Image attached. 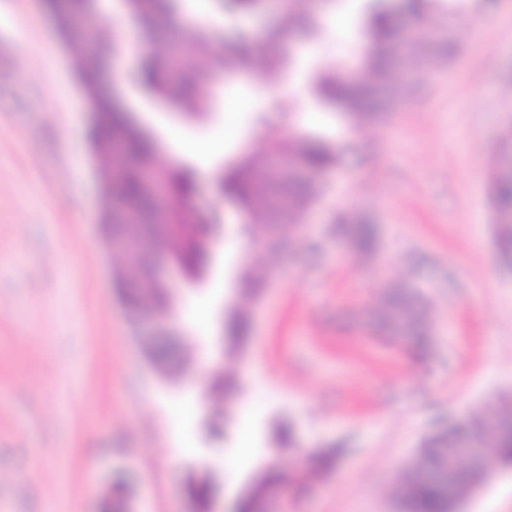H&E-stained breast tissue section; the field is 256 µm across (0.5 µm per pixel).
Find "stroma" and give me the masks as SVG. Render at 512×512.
Listing matches in <instances>:
<instances>
[{
	"mask_svg": "<svg viewBox=\"0 0 512 512\" xmlns=\"http://www.w3.org/2000/svg\"><path fill=\"white\" fill-rule=\"evenodd\" d=\"M370 0H325L313 31L282 27L280 0L256 14L228 13L224 0H179L182 26L224 55L237 38L247 66L211 82L198 113L156 106L133 73L159 44L125 0H100L112 33L130 29L128 78L116 103L175 168L198 174L190 203L219 215L226 242L206 268L185 275L168 262L176 337L195 361L185 382L161 377L116 300L113 271L97 224L100 185L90 151L91 114L73 76L72 55L44 0H0V512H102L117 477L134 512H195L190 474L208 470L211 512H230L254 469L272 460L287 480L267 492L270 512H400L397 475L423 437L490 400L512 404V269L495 240L490 168L512 122V0H433L421 25H450L461 52L447 72L426 76L414 101L385 122L363 126L316 96L324 68L360 69L355 46ZM350 25L338 31L337 11ZM283 58L266 78L267 59ZM286 83L261 96L256 86ZM248 99L236 135L224 138V106ZM325 138L337 165L316 174V205L300 238L276 262V278L250 307L244 342L232 346L223 323L242 304L247 265L265 263L253 243L263 219L220 199L216 178L267 143ZM360 212L374 224L376 249L355 252L336 219ZM399 285L431 320L427 353L385 341L384 288ZM208 311L206 327L190 313ZM232 374L242 387L224 407L235 423L218 436L205 425L211 379ZM192 405L173 419L171 410ZM295 445L274 451L278 420ZM180 426L187 453L170 440ZM257 447L238 455V428ZM336 450L332 469L300 477L298 457ZM457 512H512V468L496 471Z\"/></svg>",
	"mask_w": 512,
	"mask_h": 512,
	"instance_id": "obj_1",
	"label": "stroma"
}]
</instances>
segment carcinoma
<instances>
[{"label":"carcinoma","mask_w":512,"mask_h":512,"mask_svg":"<svg viewBox=\"0 0 512 512\" xmlns=\"http://www.w3.org/2000/svg\"><path fill=\"white\" fill-rule=\"evenodd\" d=\"M429 2L399 0V10L418 19ZM130 7L145 29L156 39L166 42L163 52L153 55L145 68L146 81L182 109L197 110L201 97L194 94L193 88L198 82L186 78L180 62L188 54L206 52V43L179 26L172 17L170 0H130ZM70 12L90 21L89 26L75 29L70 26L67 16L53 11L61 41L72 45L74 71L95 119L92 144L98 157L99 173L104 175L109 169L113 144L117 142L122 146L119 179L102 183L99 221L105 231L112 223L122 225L125 259L139 268L144 283L140 288L128 290L123 284L122 272L118 271L114 276L116 288L131 315L148 314L170 319V289L163 287L153 274L156 254L168 249L188 272L194 274L208 252L206 231L199 227L198 216L187 207L196 190L194 175L188 168L175 169L163 161L151 141L125 121L113 103L111 91L101 78V55L106 47L118 53L119 44L111 40L104 25L95 23L97 0H72ZM315 20L313 13L290 6L282 23L312 26ZM358 53L363 62L361 79L352 82L340 69L328 68L320 75L318 90L326 102L345 114L375 122L398 111L420 89L406 67L407 60L414 59L430 70H443L456 55L457 47L450 32L440 38L407 39L390 11L377 10L368 18V26L358 42ZM245 57L247 54L242 49L228 53L218 64L209 67L201 82H207L215 73L231 71L245 64ZM267 138L272 142L270 150L260 149L252 153L220 174L217 181L223 183L226 198L236 201L247 212L264 216L263 237L270 239L273 245L264 248L263 252L272 257L288 247L291 235L300 232L302 218L319 194L318 187L302 172H323L337 158L320 140L280 141L274 130L267 134ZM499 140L501 149L492 172L491 195L498 246L503 254L512 255L511 123L502 129ZM151 177L169 185L170 195L162 210L155 204L149 186ZM336 231L360 252L368 251L373 243V227L355 213L342 216ZM274 277L275 270L271 267L246 269L241 279L245 301L258 298ZM384 314L396 329L407 333L409 341L424 340L421 333L428 328L425 315L405 293H387ZM248 325L246 312L235 314L229 324L231 344L236 345L245 337ZM192 361L193 352L187 346L181 365L161 364L159 371L168 379L178 380ZM235 386V380L229 376H214L208 388L209 402L220 407L225 394ZM463 434L487 440V458L491 462L512 457V406L502 402L489 403L470 417L464 428L450 426L428 437L419 454L398 475L395 493L405 512H448L446 492L441 485L430 481V472L448 463L452 446ZM333 463L332 454L316 453L310 456L306 472L328 469ZM186 489L200 512H207L209 479L192 474Z\"/></svg>","instance_id":"cac0c4a2"}]
</instances>
